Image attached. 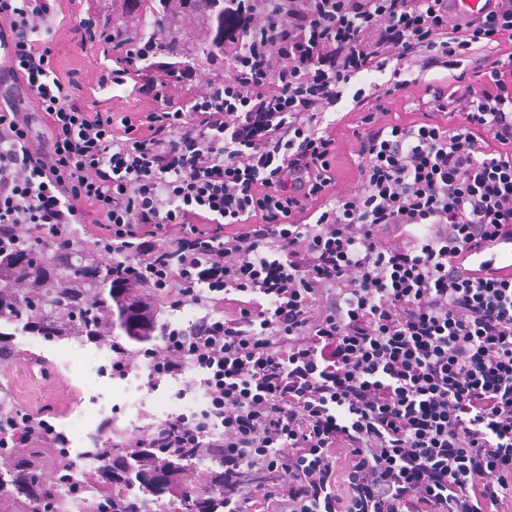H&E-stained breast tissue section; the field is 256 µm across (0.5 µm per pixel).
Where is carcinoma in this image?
I'll return each instance as SVG.
<instances>
[{"label":"carcinoma","mask_w":512,"mask_h":512,"mask_svg":"<svg viewBox=\"0 0 512 512\" xmlns=\"http://www.w3.org/2000/svg\"><path fill=\"white\" fill-rule=\"evenodd\" d=\"M218 0H158L150 5L155 27L141 30L146 39L160 33L167 19L191 13L224 21ZM161 305L160 295L127 288L113 280L112 264L70 229L48 237L32 227L23 239L0 233V362L23 358L9 329H24L52 339L132 346L146 343L154 327L144 321ZM10 447L3 468L13 490L0 488V512H59L62 487L78 497L91 488L99 499L94 512H150L170 495L181 512H215L212 477L220 457H194L169 448H138L99 453L85 482L73 479L75 462L59 432L48 435L40 415L18 408L0 386V448Z\"/></svg>","instance_id":"cac0c4a2"}]
</instances>
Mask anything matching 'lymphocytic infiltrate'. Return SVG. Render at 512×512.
<instances>
[{
	"label": "lymphocytic infiltrate",
	"instance_id": "lymphocytic-infiltrate-1",
	"mask_svg": "<svg viewBox=\"0 0 512 512\" xmlns=\"http://www.w3.org/2000/svg\"><path fill=\"white\" fill-rule=\"evenodd\" d=\"M238 2L202 90L163 38L84 19L79 49L111 43L113 84L161 106L118 117L55 77L36 34L57 0H0L7 70L30 95L0 98V227L96 224L121 283L175 289L172 311L206 291L263 296L148 355L151 381L203 370L207 406L135 445L221 449L224 512H251L252 481L271 512H497L512 498V277L453 260L512 235V0L455 24L450 0ZM413 83L444 122L385 120ZM345 100L361 163L342 196L325 116ZM29 101L50 136L32 137Z\"/></svg>",
	"mask_w": 512,
	"mask_h": 512
}]
</instances>
